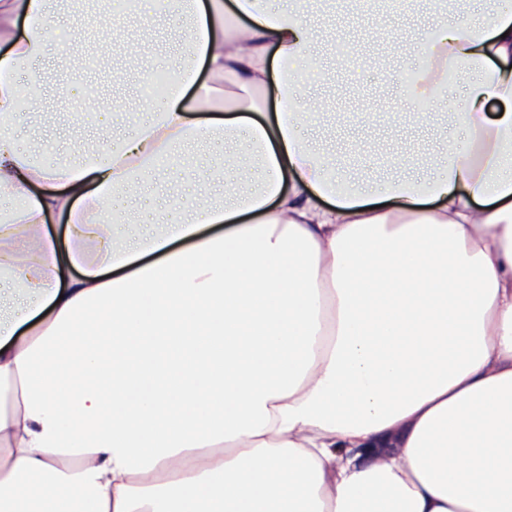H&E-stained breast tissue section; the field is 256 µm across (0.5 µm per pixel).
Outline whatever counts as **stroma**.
I'll use <instances>...</instances> for the list:
<instances>
[{
    "mask_svg": "<svg viewBox=\"0 0 512 512\" xmlns=\"http://www.w3.org/2000/svg\"><path fill=\"white\" fill-rule=\"evenodd\" d=\"M54 14L46 55L38 66L42 83L36 106L24 109L22 120L27 145L49 141L65 153L73 122H83L88 132H95L98 114L108 102L123 107L115 131H129L139 117L141 85L122 80L132 65L118 52L91 57L80 68L69 66L62 57L59 32L81 37L89 48L105 29L116 45L145 40L149 55L141 66L147 71L177 62L185 37L167 18L156 15L143 18L134 13L102 26V0H58ZM307 19L315 33L313 58L321 77L300 85L299 91L304 98L322 102L317 116L303 122L311 146L332 159L337 177L362 181L373 192L399 177L425 181L438 176L439 159L449 142L466 139L452 118L464 111L466 101L457 73L443 96L425 105L406 102L398 94V73L415 71L417 42L431 22L422 0H365L356 12L341 0H323ZM399 152L408 156L407 171L391 165Z\"/></svg>",
    "mask_w": 512,
    "mask_h": 512,
    "instance_id": "35a3bbf8",
    "label": "stroma"
}]
</instances>
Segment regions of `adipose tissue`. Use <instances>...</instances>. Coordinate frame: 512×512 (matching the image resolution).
Instances as JSON below:
<instances>
[{
    "mask_svg": "<svg viewBox=\"0 0 512 512\" xmlns=\"http://www.w3.org/2000/svg\"><path fill=\"white\" fill-rule=\"evenodd\" d=\"M51 4L0 0V512H512V12L433 16L402 95L469 75L467 143L371 194L302 136L314 32L268 0H234L239 26L224 0H150L188 26L174 91L118 137L103 113L97 150L29 151ZM272 80L275 122L209 116ZM251 166L257 188L197 204Z\"/></svg>",
    "mask_w": 512,
    "mask_h": 512,
    "instance_id": "obj_1",
    "label": "adipose tissue"
}]
</instances>
